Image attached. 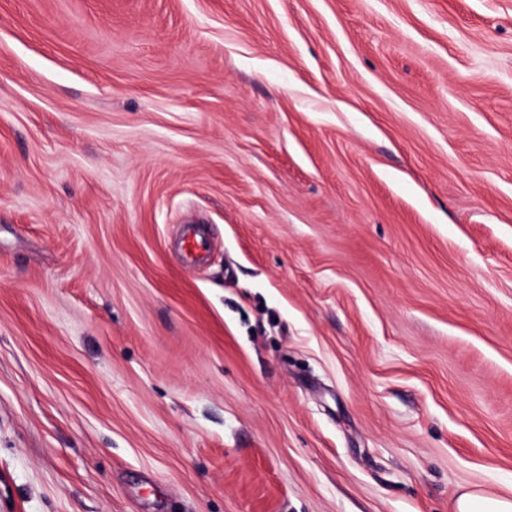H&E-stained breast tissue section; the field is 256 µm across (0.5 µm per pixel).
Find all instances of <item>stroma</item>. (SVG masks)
<instances>
[{
  "label": "stroma",
  "mask_w": 512,
  "mask_h": 512,
  "mask_svg": "<svg viewBox=\"0 0 512 512\" xmlns=\"http://www.w3.org/2000/svg\"><path fill=\"white\" fill-rule=\"evenodd\" d=\"M463 487L512 491V0H0V512Z\"/></svg>",
  "instance_id": "1"
}]
</instances>
